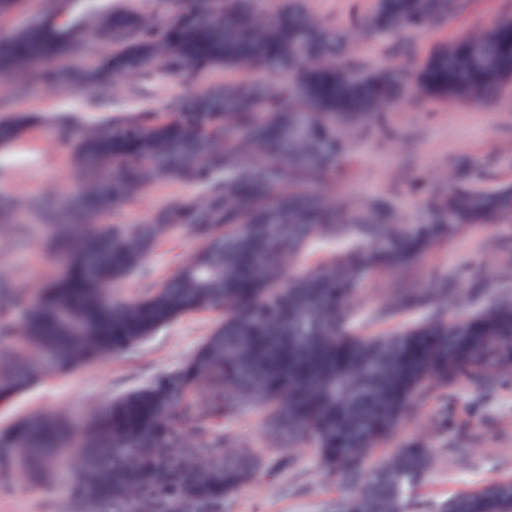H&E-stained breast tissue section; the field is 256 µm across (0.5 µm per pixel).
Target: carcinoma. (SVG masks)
I'll use <instances>...</instances> for the list:
<instances>
[{
  "mask_svg": "<svg viewBox=\"0 0 512 512\" xmlns=\"http://www.w3.org/2000/svg\"><path fill=\"white\" fill-rule=\"evenodd\" d=\"M465 0H374L346 23L309 0H172L145 16L120 8L93 20L109 31L116 86L157 70L236 76L172 104L174 116L131 113L76 143L86 162L83 199L32 203L57 244L61 268L35 297L0 290V399L40 377L136 348L193 313L215 315L209 334L177 367L108 401L93 417L35 414L0 431V482L33 494L65 469L68 512L93 490L99 512H230L238 493L275 469L267 449L224 430L248 408L264 415L269 447L315 450L339 487L332 512H415L431 474V444L415 438L366 466L371 452L428 393L461 378L512 372V294L476 310L448 311V285L394 286L365 318L367 288L408 273L435 246L512 216V187L486 188L467 168L432 190L425 215L395 221L385 199L356 204L338 186L353 138L382 122L413 90L446 103L497 99L512 77V16L485 34L421 54L414 33L441 27ZM45 16L0 41V71L24 90L45 67L79 50L69 24ZM394 38L417 63L375 68L354 50L364 33ZM25 117L0 122V141ZM207 191L175 200L150 224H99L74 233L77 206L118 204L161 184ZM175 230L196 242L173 275L129 297L104 299ZM341 247L286 274L319 246ZM15 307L24 310L16 326ZM419 309L402 327L384 324ZM432 512H512V478L456 493Z\"/></svg>",
  "mask_w": 512,
  "mask_h": 512,
  "instance_id": "cac0c4a2",
  "label": "carcinoma"
}]
</instances>
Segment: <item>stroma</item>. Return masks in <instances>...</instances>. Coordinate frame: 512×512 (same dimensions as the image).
I'll use <instances>...</instances> for the list:
<instances>
[{"label": "stroma", "mask_w": 512, "mask_h": 512, "mask_svg": "<svg viewBox=\"0 0 512 512\" xmlns=\"http://www.w3.org/2000/svg\"><path fill=\"white\" fill-rule=\"evenodd\" d=\"M122 6L144 12L161 9L158 0H57L58 10L76 25L80 42L87 37L80 28L83 20ZM506 13H512V0H471L447 26L421 33L418 42L426 50L486 28ZM225 79L221 70L201 75L158 72L143 80L145 94L127 98L109 91L112 79L107 75L98 87L36 82L20 93L12 77L0 75V115L25 113L32 119L17 139L0 144V203L7 208V225L0 228V279L32 294L58 272L59 258L31 205L78 191L82 165L73 146L87 125L108 124L125 112H162L171 99L223 84ZM462 158L469 160L477 184H512V87L490 105L405 104L386 113L382 125L358 136L347 189L360 202L390 197L399 217L415 219L428 194L427 189L416 188V181L452 170ZM203 192L197 182L163 186L106 207L97 221L142 224L171 198L192 200ZM193 248L189 236L171 235L157 245L148 266L154 275H172ZM487 259L512 260V221L475 228L439 246L419 261L414 283L422 287L429 280L445 279L474 285ZM213 320L209 313L188 315L159 329L132 353L106 357L67 375L44 376L24 392L0 401V429L45 410L84 416L97 412L112 397L178 366L209 333ZM435 420L443 427L434 438L436 465L422 491L419 512H431L455 492L512 476V377H498L480 387L464 381L449 384L375 450L372 462L388 458L428 431ZM285 456L290 462L287 473L261 476L239 494L232 512H328L339 489L320 475L312 449L291 448ZM65 508L61 481L37 497L19 485L0 491V512H64Z\"/></svg>", "instance_id": "1"}]
</instances>
